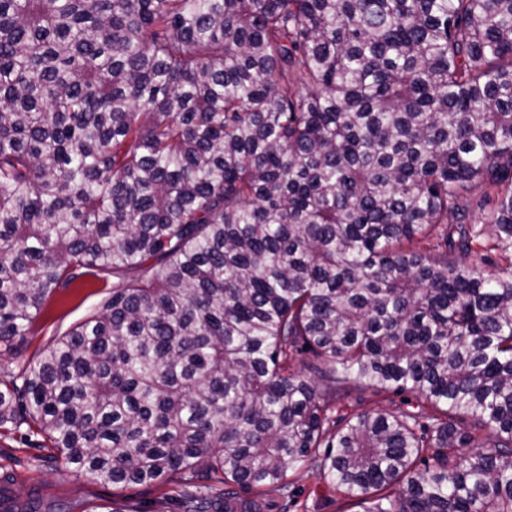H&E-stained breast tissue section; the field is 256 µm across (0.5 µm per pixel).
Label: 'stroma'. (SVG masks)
Masks as SVG:
<instances>
[{"mask_svg": "<svg viewBox=\"0 0 512 512\" xmlns=\"http://www.w3.org/2000/svg\"><path fill=\"white\" fill-rule=\"evenodd\" d=\"M112 283V275L102 273L83 277L73 287L55 293L26 335L0 347V378L23 374L42 351L99 313ZM418 404L410 394L376 397L371 390L347 384L336 399L333 416L348 418L396 409L413 412ZM42 441V436L23 429L0 432V472L11 474L20 496L40 494L44 512H97L98 507L108 505L118 512H177L170 502L172 486L115 488L76 476L61 461L47 458ZM292 481L293 497L280 500L276 512H359V504L328 485L316 466L304 467Z\"/></svg>", "mask_w": 512, "mask_h": 512, "instance_id": "stroma-1", "label": "stroma"}]
</instances>
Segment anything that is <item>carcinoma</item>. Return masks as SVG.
<instances>
[{
  "instance_id": "carcinoma-1",
  "label": "carcinoma",
  "mask_w": 512,
  "mask_h": 512,
  "mask_svg": "<svg viewBox=\"0 0 512 512\" xmlns=\"http://www.w3.org/2000/svg\"><path fill=\"white\" fill-rule=\"evenodd\" d=\"M96 272L0 381L75 475L512 512V0H0V343ZM115 281L112 274L98 273V277L85 276L73 287L55 293L36 316L26 336H18L0 347V380L22 375L42 351L99 313ZM333 410V418H349L356 414L372 413L376 410L418 411L419 400L412 394L373 396L371 390L345 384L340 390ZM386 396V397H385Z\"/></svg>"
}]
</instances>
